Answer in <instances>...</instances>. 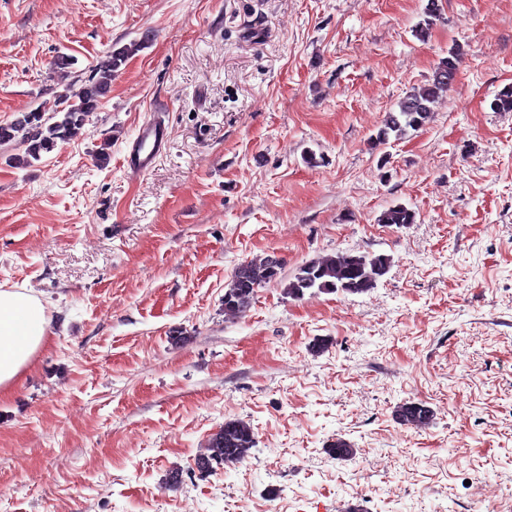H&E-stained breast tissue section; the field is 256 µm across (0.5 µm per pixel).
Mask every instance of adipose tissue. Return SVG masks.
<instances>
[{"instance_id":"obj_1","label":"adipose tissue","mask_w":512,"mask_h":512,"mask_svg":"<svg viewBox=\"0 0 512 512\" xmlns=\"http://www.w3.org/2000/svg\"><path fill=\"white\" fill-rule=\"evenodd\" d=\"M49 323L37 295L24 288L0 289V393L30 366L45 344Z\"/></svg>"}]
</instances>
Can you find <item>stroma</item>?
I'll return each mask as SVG.
<instances>
[{
	"label": "stroma",
	"mask_w": 512,
	"mask_h": 512,
	"mask_svg": "<svg viewBox=\"0 0 512 512\" xmlns=\"http://www.w3.org/2000/svg\"><path fill=\"white\" fill-rule=\"evenodd\" d=\"M0 0V124L138 44L71 140L0 143V286L45 302L0 398V512H498L512 498V0ZM460 49L431 120L388 112ZM74 63L52 69L58 54ZM168 141L122 166L153 113ZM107 160H100V151ZM413 224L380 223L388 208ZM370 292H284L336 252ZM276 279L243 314L244 261ZM428 406L422 429L397 406ZM241 463L194 461L224 421ZM350 441L353 458L329 452ZM179 485H172L173 473ZM168 125L160 114L146 120L125 146L123 166L133 175L149 171L161 155L167 139ZM281 268L276 257L265 256L241 263L224 293L225 311L242 313L250 307L256 288L275 279Z\"/></svg>",
	"instance_id": "obj_1"
}]
</instances>
